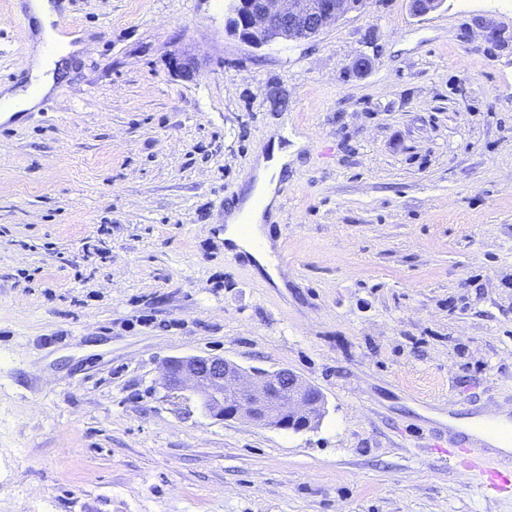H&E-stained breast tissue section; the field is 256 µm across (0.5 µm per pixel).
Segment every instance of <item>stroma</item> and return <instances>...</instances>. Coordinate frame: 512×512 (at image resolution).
<instances>
[{
  "label": "stroma",
  "mask_w": 512,
  "mask_h": 512,
  "mask_svg": "<svg viewBox=\"0 0 512 512\" xmlns=\"http://www.w3.org/2000/svg\"><path fill=\"white\" fill-rule=\"evenodd\" d=\"M17 2L0 85L25 80ZM65 18L91 49L0 133V512H512L448 454L449 419L512 411V0H368L262 48L226 0ZM283 129L280 288L224 211ZM199 354L290 369L326 414L211 417L163 386Z\"/></svg>",
  "instance_id": "35a3bbf8"
}]
</instances>
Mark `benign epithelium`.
Listing matches in <instances>:
<instances>
[{
  "mask_svg": "<svg viewBox=\"0 0 512 512\" xmlns=\"http://www.w3.org/2000/svg\"><path fill=\"white\" fill-rule=\"evenodd\" d=\"M367 0H232L228 28L254 47L298 43L318 35ZM165 388L191 390L212 417L303 431L325 414L322 392L288 368L242 369L220 356H178L163 363Z\"/></svg>",
  "mask_w": 512,
  "mask_h": 512,
  "instance_id": "7a95c632",
  "label": "benign epithelium"
}]
</instances>
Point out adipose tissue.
Listing matches in <instances>:
<instances>
[{"instance_id":"obj_1","label":"adipose tissue","mask_w":512,"mask_h":512,"mask_svg":"<svg viewBox=\"0 0 512 512\" xmlns=\"http://www.w3.org/2000/svg\"><path fill=\"white\" fill-rule=\"evenodd\" d=\"M25 8L33 31L26 64L28 77L20 87L10 83L0 85V119L4 121L37 109L52 93L63 59L84 50L88 43L86 35L52 28L51 23L58 15L53 0H27ZM290 159V150L279 143L257 147L250 187L224 214L227 244L253 258L260 272L270 275L278 286L283 280L271 259V242L264 227L278 217L279 181ZM458 424L467 434L491 446L494 452L512 453V417L507 412L462 418Z\"/></svg>"}]
</instances>
